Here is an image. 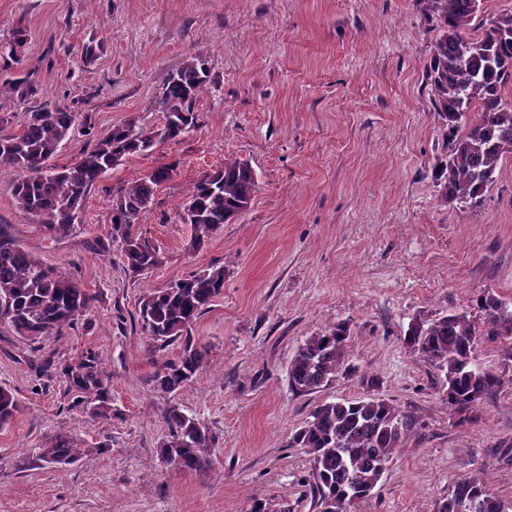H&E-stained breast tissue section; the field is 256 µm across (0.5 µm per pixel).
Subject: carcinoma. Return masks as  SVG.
I'll return each mask as SVG.
<instances>
[{
	"label": "carcinoma",
	"instance_id": "cac0c4a2",
	"mask_svg": "<svg viewBox=\"0 0 512 512\" xmlns=\"http://www.w3.org/2000/svg\"><path fill=\"white\" fill-rule=\"evenodd\" d=\"M439 32L426 74L438 115L447 128L448 153L441 160L444 197L470 208L483 204L485 191L496 182L503 160L512 157V102L502 89L512 83V11L494 17L482 36H468L479 11V0H420ZM205 62L193 56L173 72L154 101L163 113L162 127L147 132L132 123L114 126L97 145L72 166L52 168L47 161L69 134L77 113L69 109H37L27 113L16 134H0V167L22 171L12 184L19 209L42 217L48 235H69L78 219L88 188L108 170L134 155H145L195 127V102L206 86ZM27 95L31 74L0 84L4 90ZM477 116H472V113ZM163 166L120 189L112 204V236L122 240L124 266L134 277L161 263L160 250L131 226L151 206L155 187L170 177ZM257 191L253 169L243 160L205 173L180 206L181 223L190 225L192 245L204 247L222 227L251 205ZM224 291V267L212 265L170 287L145 295L139 307L141 329L163 345L181 341L177 360L154 375L158 390L170 393L202 373L207 349L184 335L210 302ZM96 296L71 277L45 265L17 240L0 231V324L8 325L30 348L60 336L83 319ZM480 316L467 311L414 322L407 341L439 375L448 408L466 421V414L495 394L500 374L477 363L476 348L486 338L503 345L512 362V311L492 293L477 300ZM352 342L348 325L339 322L309 336L293 358L288 378L301 393L330 384L345 362ZM74 393V406L89 416L112 418V398L89 350L60 367ZM20 409L18 398L0 386V427ZM169 433L160 444L162 457L182 470L201 471L210 465L216 436L199 420L172 407ZM411 421L383 399L364 396L317 405L310 419L289 438V446L312 455V490L320 512H352L371 496L385 466L402 446ZM72 437L58 434L41 447L40 458L68 465L87 455ZM436 512H501L500 503L475 478L464 479Z\"/></svg>",
	"mask_w": 512,
	"mask_h": 512
}]
</instances>
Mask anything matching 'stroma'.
Here are the masks:
<instances>
[{"instance_id": "stroma-1", "label": "stroma", "mask_w": 512, "mask_h": 512, "mask_svg": "<svg viewBox=\"0 0 512 512\" xmlns=\"http://www.w3.org/2000/svg\"><path fill=\"white\" fill-rule=\"evenodd\" d=\"M19 31L20 69L35 71L36 85L1 95L0 115L16 133L34 109L77 112L52 167L78 162L113 126L159 127L153 102L186 58L201 57L209 78L195 127L96 181L67 236L50 237L17 208L19 173L0 168V230L96 297L88 321L45 339L38 358L0 326V386L20 402L0 428V512H250L257 501L266 512H318L312 457L288 438L318 403L364 395L412 427L355 512H436L469 477L512 512V366L500 345L483 342L478 362L503 386L457 426L436 371L405 341L414 320L476 311L487 292L512 310V158L480 209L445 200L448 148L425 73L438 32L419 0H0V55ZM17 70L0 69V82ZM228 159L247 161L259 190L193 249L179 206ZM161 166L173 172L132 231L162 262L133 278L112 238V200ZM215 264L224 291L188 330L206 366L162 393L154 375L181 347L145 335L140 301ZM343 321L352 342L335 381L293 390L298 348ZM88 350L112 397L108 420L75 408L63 375L39 366ZM172 406L216 436L205 470L162 459ZM59 433L89 456L66 467L40 460Z\"/></svg>"}]
</instances>
